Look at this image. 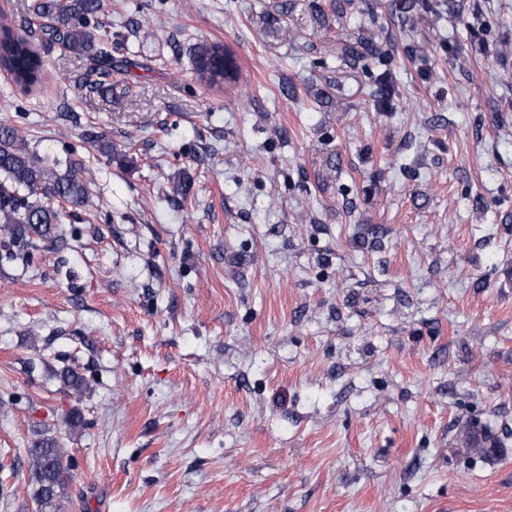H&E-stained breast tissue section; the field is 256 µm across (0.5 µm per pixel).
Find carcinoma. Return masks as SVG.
I'll return each instance as SVG.
<instances>
[{"instance_id":"obj_1","label":"carcinoma","mask_w":512,"mask_h":512,"mask_svg":"<svg viewBox=\"0 0 512 512\" xmlns=\"http://www.w3.org/2000/svg\"><path fill=\"white\" fill-rule=\"evenodd\" d=\"M101 0H37L34 14L50 24L41 31L72 54L84 56L96 67L112 65V40L98 20ZM209 58L214 76L224 68V46L214 42L198 53ZM0 65L12 83L28 94L43 83L45 62L26 36L0 23ZM88 91L112 101V84L100 79L86 82ZM92 174L80 162L59 169L58 163L32 150L17 128L0 124V243L11 257L26 254L42 242L57 241L56 225L66 215L64 206L90 202ZM64 385L75 392L86 390L85 379L74 370L61 374ZM32 474V497L41 506L52 505L63 491L69 472L64 465L65 449L58 439L43 437L28 449Z\"/></svg>"}]
</instances>
